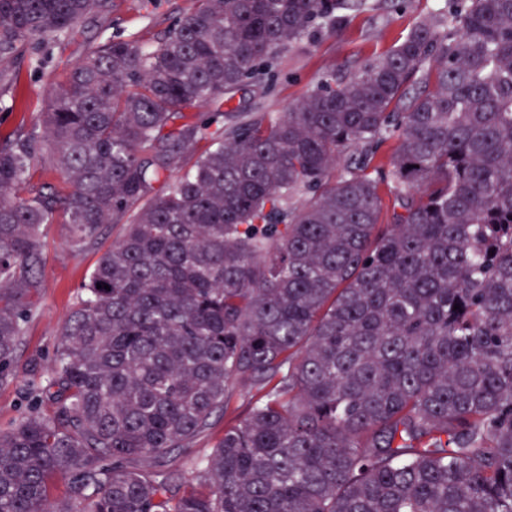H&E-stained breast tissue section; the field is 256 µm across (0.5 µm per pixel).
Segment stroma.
<instances>
[{"mask_svg":"<svg viewBox=\"0 0 512 512\" xmlns=\"http://www.w3.org/2000/svg\"><path fill=\"white\" fill-rule=\"evenodd\" d=\"M370 2L369 9L345 11L335 30L321 31L283 52L260 84L248 86L225 103V111L245 108L274 116L286 112L323 74L348 76L389 51L417 22L448 8V0H413L403 11L395 9L391 0ZM111 4L106 15L84 21L70 37L29 46L12 63L0 66V138L31 127L52 88L90 46L110 39L154 41L191 12L197 0H111ZM122 231V225H109L97 245L76 250L68 242L66 225L46 226L43 288L23 326L14 358L15 376L0 387V430L15 427L39 405V392L53 373L60 328L84 298V285L99 258ZM227 421V416H213L210 428L187 447L158 462L144 460L142 468L163 471L185 485L197 483L199 464L223 435Z\"/></svg>","mask_w":512,"mask_h":512,"instance_id":"1","label":"stroma"}]
</instances>
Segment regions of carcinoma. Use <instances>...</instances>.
I'll list each match as a JSON object with an SVG mask.
<instances>
[{
  "label": "carcinoma",
  "instance_id": "cac0c4a2",
  "mask_svg": "<svg viewBox=\"0 0 512 512\" xmlns=\"http://www.w3.org/2000/svg\"><path fill=\"white\" fill-rule=\"evenodd\" d=\"M368 7L199 0L152 47L91 48L0 141V385L44 225L77 250L124 225L60 329L52 414L0 430V512H512V0H453L275 118L223 110ZM109 8L0 0V65ZM46 157L60 182L27 189ZM236 385L256 399L200 485L135 467Z\"/></svg>",
  "mask_w": 512,
  "mask_h": 512
}]
</instances>
